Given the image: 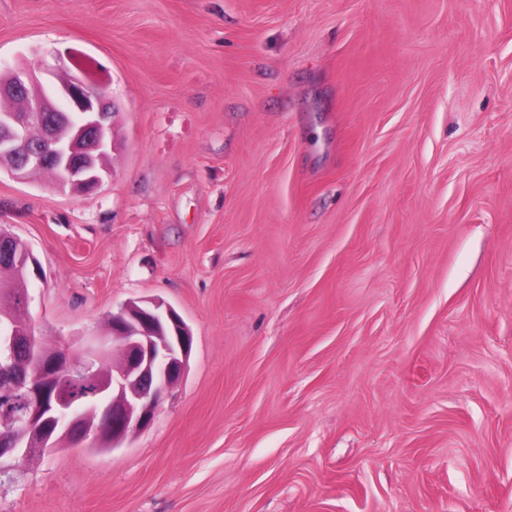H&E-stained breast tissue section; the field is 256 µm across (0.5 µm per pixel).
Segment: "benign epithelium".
<instances>
[{
  "label": "benign epithelium",
  "instance_id": "1",
  "mask_svg": "<svg viewBox=\"0 0 512 512\" xmlns=\"http://www.w3.org/2000/svg\"><path fill=\"white\" fill-rule=\"evenodd\" d=\"M54 82L44 83L26 67L8 70L0 80L1 100L23 107L0 113V163L14 175L16 166L55 168L59 188L85 193L111 177L106 155L112 149V125L118 113L106 88L71 73L62 63L46 69ZM45 136L29 138L33 125ZM0 258L17 261L24 272L39 276L31 254L16 257L13 237L0 231ZM193 337L179 315L162 301L129 302L112 314V330L93 336L77 351L51 348L32 327L0 323V460L31 459L78 437L97 445L108 434L112 447L147 428L156 409L182 377ZM112 357V372L99 378V363ZM99 379L97 396L88 400L93 415L80 412L67 382Z\"/></svg>",
  "mask_w": 512,
  "mask_h": 512
}]
</instances>
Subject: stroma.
Returning a JSON list of instances; mask_svg holds the SVG:
<instances>
[{
	"label": "stroma",
	"instance_id": "35a3bbf8",
	"mask_svg": "<svg viewBox=\"0 0 512 512\" xmlns=\"http://www.w3.org/2000/svg\"><path fill=\"white\" fill-rule=\"evenodd\" d=\"M59 58L119 114L92 193L0 168L35 331L193 346L0 512H512V0H0V67Z\"/></svg>",
	"mask_w": 512,
	"mask_h": 512
}]
</instances>
